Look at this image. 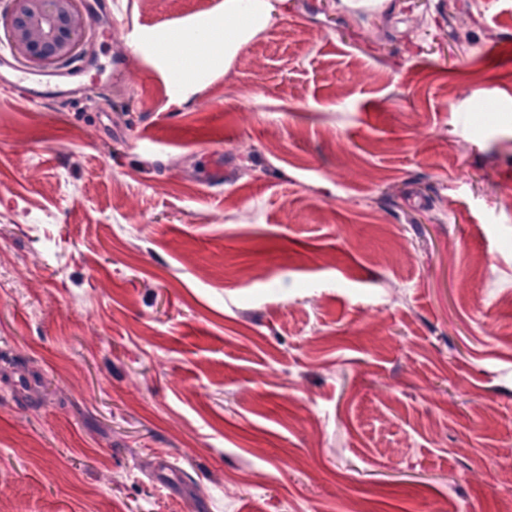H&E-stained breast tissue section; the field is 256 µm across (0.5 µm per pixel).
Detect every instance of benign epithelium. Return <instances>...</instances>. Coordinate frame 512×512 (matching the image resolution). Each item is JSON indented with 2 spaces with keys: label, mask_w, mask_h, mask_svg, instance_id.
Returning <instances> with one entry per match:
<instances>
[{
  "label": "benign epithelium",
  "mask_w": 512,
  "mask_h": 512,
  "mask_svg": "<svg viewBox=\"0 0 512 512\" xmlns=\"http://www.w3.org/2000/svg\"><path fill=\"white\" fill-rule=\"evenodd\" d=\"M9 43L19 55L44 67L79 57L91 24L81 0H11Z\"/></svg>",
  "instance_id": "1"
}]
</instances>
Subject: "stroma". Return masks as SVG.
I'll return each mask as SVG.
<instances>
[{
    "instance_id": "35a3bbf8",
    "label": "stroma",
    "mask_w": 512,
    "mask_h": 512,
    "mask_svg": "<svg viewBox=\"0 0 512 512\" xmlns=\"http://www.w3.org/2000/svg\"><path fill=\"white\" fill-rule=\"evenodd\" d=\"M83 7L129 82L0 91V512H505L512 0H281L178 97L224 0Z\"/></svg>"
}]
</instances>
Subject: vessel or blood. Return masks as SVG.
I'll return each instance as SVG.
<instances>
[{
    "label": "vessel or blood",
    "mask_w": 512,
    "mask_h": 512,
    "mask_svg": "<svg viewBox=\"0 0 512 512\" xmlns=\"http://www.w3.org/2000/svg\"><path fill=\"white\" fill-rule=\"evenodd\" d=\"M130 67L127 62H113L109 72L98 71L95 61L88 60L69 69L48 74H35L0 62V89L22 87L27 102L41 104L64 98L86 89H99L111 82H127Z\"/></svg>",
    "instance_id": "obj_1"
}]
</instances>
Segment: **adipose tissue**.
Here are the masks:
<instances>
[{
    "instance_id": "obj_1",
    "label": "adipose tissue",
    "mask_w": 512,
    "mask_h": 512,
    "mask_svg": "<svg viewBox=\"0 0 512 512\" xmlns=\"http://www.w3.org/2000/svg\"><path fill=\"white\" fill-rule=\"evenodd\" d=\"M274 0H224V28H209L204 39L184 38L170 54L203 60L219 54L232 60L242 45L264 29L271 19Z\"/></svg>"
}]
</instances>
